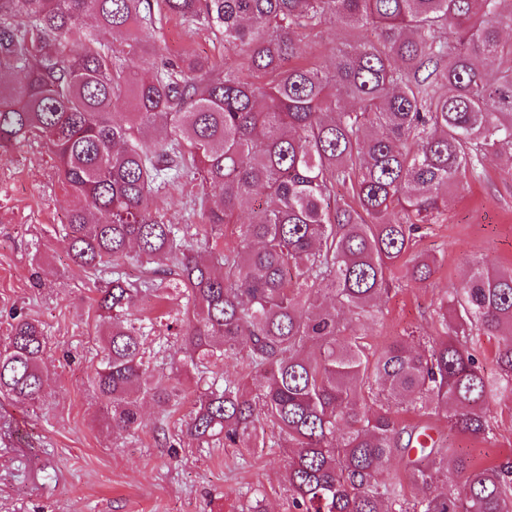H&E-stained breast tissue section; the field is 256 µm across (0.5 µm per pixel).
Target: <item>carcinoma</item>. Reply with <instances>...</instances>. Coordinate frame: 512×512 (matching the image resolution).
Returning a JSON list of instances; mask_svg holds the SVG:
<instances>
[{
    "label": "carcinoma",
    "mask_w": 512,
    "mask_h": 512,
    "mask_svg": "<svg viewBox=\"0 0 512 512\" xmlns=\"http://www.w3.org/2000/svg\"><path fill=\"white\" fill-rule=\"evenodd\" d=\"M157 9L219 34L239 54L235 71L192 54L140 67L157 52ZM89 12L125 34L122 49L104 48ZM327 22L372 37L305 62L295 36ZM505 28L502 0H0V153L47 148L70 198V261L114 268L95 299L107 332L91 377L112 427L145 426V396L178 404L190 368L207 388L182 437L252 448L271 424L270 447L289 450L294 512H512V461L479 467L428 448V427L399 417L417 407L461 436L495 440L486 409L512 401V269L473 264L436 302L443 334L419 350L401 340L374 349L353 325L381 313L392 268L448 193L488 155H512ZM120 97L129 111L118 117ZM189 175L202 185L193 209L233 238L222 250L195 249L191 225L153 212L159 191ZM129 260L142 279L116 271ZM437 264L414 260L406 275L427 281ZM166 282L185 299V358L168 376L144 357L152 320L133 314ZM11 320L0 396L36 406L47 336L23 314ZM476 336L492 344L493 376ZM240 354L263 378L256 392L214 371ZM416 445L421 461L409 459ZM396 457L419 495L383 479ZM450 473L455 488L438 490Z\"/></svg>",
    "instance_id": "carcinoma-1"
}]
</instances>
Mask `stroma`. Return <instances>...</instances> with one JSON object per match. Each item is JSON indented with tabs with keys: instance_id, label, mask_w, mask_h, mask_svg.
I'll use <instances>...</instances> for the list:
<instances>
[{
	"instance_id": "35a3bbf8",
	"label": "stroma",
	"mask_w": 512,
	"mask_h": 512,
	"mask_svg": "<svg viewBox=\"0 0 512 512\" xmlns=\"http://www.w3.org/2000/svg\"><path fill=\"white\" fill-rule=\"evenodd\" d=\"M153 38L163 59L189 52L231 69L237 63L236 51L210 30L174 17ZM355 40L351 30L324 24L303 34L302 47L307 60L322 62ZM197 192L188 178L161 190L158 216L201 232L202 217L186 215ZM68 206L45 149L21 145L0 154V336L19 309L39 320L48 338L46 400L26 407L0 398V512H241L256 489L266 512H293L282 449L180 441L181 422L201 389L196 375L183 377L185 397L171 412L143 400L142 429L119 432L108 424L89 382L103 331L94 306L99 281L69 259L61 231ZM412 253L435 256L440 265L426 282L407 281L405 268L394 269L396 289L364 327L373 346L396 339L413 346L436 335L438 297L473 263L512 268V161L488 155L480 177L449 196L442 219L426 226ZM489 415L492 445L457 436L436 416L428 420L430 434L482 465L512 459V402L492 405Z\"/></svg>"
}]
</instances>
